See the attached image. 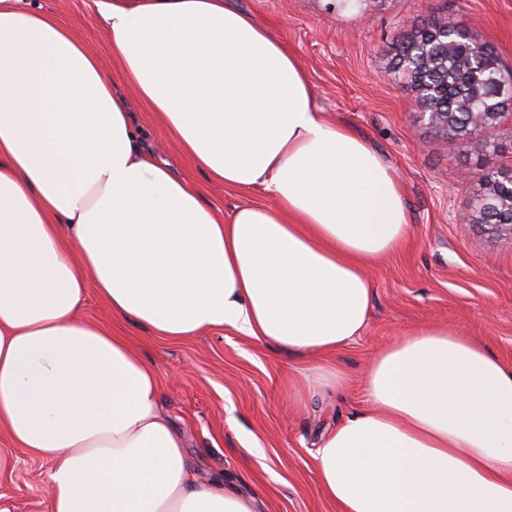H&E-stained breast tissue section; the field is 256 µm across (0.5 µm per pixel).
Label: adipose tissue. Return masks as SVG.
I'll list each match as a JSON object with an SVG mask.
<instances>
[{
	"label": "adipose tissue",
	"instance_id": "ef3b65f1",
	"mask_svg": "<svg viewBox=\"0 0 512 512\" xmlns=\"http://www.w3.org/2000/svg\"><path fill=\"white\" fill-rule=\"evenodd\" d=\"M108 58L42 0H0V429L48 460L49 512H256L199 478L155 369L80 318L187 339L228 328L308 359L359 336L367 265L410 215L395 172L315 104L300 61L226 0H93ZM181 150L271 205L219 217L142 145L113 75ZM368 409L314 453L338 512H512V367L454 328L382 348Z\"/></svg>",
	"mask_w": 512,
	"mask_h": 512
}]
</instances>
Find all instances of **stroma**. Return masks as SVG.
I'll return each instance as SVG.
<instances>
[{
  "label": "stroma",
  "instance_id": "stroma-1",
  "mask_svg": "<svg viewBox=\"0 0 512 512\" xmlns=\"http://www.w3.org/2000/svg\"><path fill=\"white\" fill-rule=\"evenodd\" d=\"M255 16L304 66L316 105L346 124L397 173L411 217L396 251L374 260L371 315L332 360L343 393L309 394L303 360L217 328L171 341L113 316L89 294L80 312L125 336L160 380V402L203 476L223 475L257 512H336L321 494L312 453L324 435L365 408L362 377L385 345L423 325H451L512 365V237L459 217L482 194L489 170L512 173V110L491 129L449 142L429 125L392 64L415 28L445 17L477 29L512 71V0H231ZM94 53H104L91 0H45ZM146 143L172 174L200 189L206 207L231 213L263 193L210 181L149 112L121 87ZM253 452H246V445ZM48 462L0 431V512H48Z\"/></svg>",
  "mask_w": 512,
  "mask_h": 512
}]
</instances>
